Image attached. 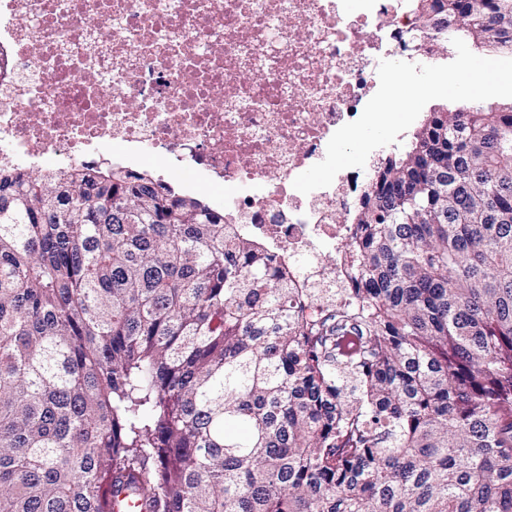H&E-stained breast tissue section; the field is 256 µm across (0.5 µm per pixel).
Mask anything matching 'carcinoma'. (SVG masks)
<instances>
[{"label":"carcinoma","mask_w":512,"mask_h":512,"mask_svg":"<svg viewBox=\"0 0 512 512\" xmlns=\"http://www.w3.org/2000/svg\"><path fill=\"white\" fill-rule=\"evenodd\" d=\"M512 55V0H433ZM512 102L427 113L346 302L151 177L0 168V512H512ZM354 322L336 357L324 336Z\"/></svg>","instance_id":"cac0c4a2"}]
</instances>
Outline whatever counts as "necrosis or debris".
Returning <instances> with one entry per match:
<instances>
[{"label": "necrosis or debris", "instance_id": "1", "mask_svg": "<svg viewBox=\"0 0 512 512\" xmlns=\"http://www.w3.org/2000/svg\"><path fill=\"white\" fill-rule=\"evenodd\" d=\"M413 18L388 0H0V166L83 165L120 145L225 186L224 216L342 287L360 170L294 179L379 88Z\"/></svg>", "mask_w": 512, "mask_h": 512}]
</instances>
